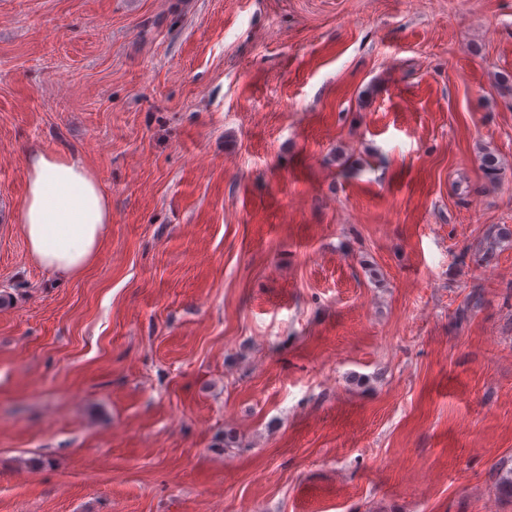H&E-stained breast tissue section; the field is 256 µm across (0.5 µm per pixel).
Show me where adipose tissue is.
<instances>
[{"instance_id": "obj_1", "label": "adipose tissue", "mask_w": 512, "mask_h": 512, "mask_svg": "<svg viewBox=\"0 0 512 512\" xmlns=\"http://www.w3.org/2000/svg\"><path fill=\"white\" fill-rule=\"evenodd\" d=\"M108 195L80 157L35 148L27 155L19 226L30 259L52 276H81L110 231Z\"/></svg>"}]
</instances>
